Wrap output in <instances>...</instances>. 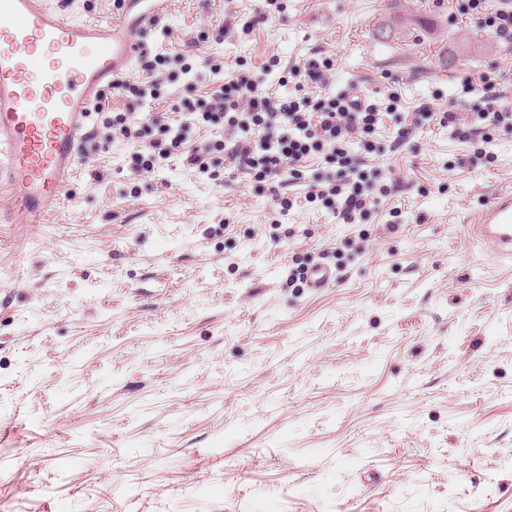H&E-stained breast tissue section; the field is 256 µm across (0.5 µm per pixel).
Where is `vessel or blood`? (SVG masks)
Listing matches in <instances>:
<instances>
[{
  "instance_id": "vessel-or-blood-1",
  "label": "vessel or blood",
  "mask_w": 512,
  "mask_h": 512,
  "mask_svg": "<svg viewBox=\"0 0 512 512\" xmlns=\"http://www.w3.org/2000/svg\"><path fill=\"white\" fill-rule=\"evenodd\" d=\"M111 20L75 21L50 0H0V209L42 224L78 171L86 121L134 66L170 0H120ZM472 236L512 253V189L498 191Z\"/></svg>"
}]
</instances>
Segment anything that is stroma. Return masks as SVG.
<instances>
[{"label":"stroma","instance_id":"obj_1","mask_svg":"<svg viewBox=\"0 0 512 512\" xmlns=\"http://www.w3.org/2000/svg\"><path fill=\"white\" fill-rule=\"evenodd\" d=\"M281 2L248 31L259 0H172L140 114L273 57L402 112L470 111L490 72L512 103V47L454 0ZM87 131L45 223L0 216V512H512V254L468 232L512 187V132L473 170L447 129L397 146L385 121L398 190L347 224L305 199L319 159L271 190L228 159L141 173ZM323 253L335 286L294 287Z\"/></svg>","mask_w":512,"mask_h":512}]
</instances>
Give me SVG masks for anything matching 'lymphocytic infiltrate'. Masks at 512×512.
Instances as JSON below:
<instances>
[{"mask_svg": "<svg viewBox=\"0 0 512 512\" xmlns=\"http://www.w3.org/2000/svg\"><path fill=\"white\" fill-rule=\"evenodd\" d=\"M457 11L512 46V0H457ZM165 62L162 55L146 59L141 79L117 81L116 88L130 108L159 98L157 74ZM332 66L327 58L310 60L303 70L279 77V88L274 91L268 85L272 68L267 65L254 73L228 76L211 98L183 97L174 105L173 115L137 124L126 113L108 112L103 122L113 135L143 140V148L134 156L139 171L154 170L177 155L187 169L207 175L216 155L224 153L235 169L255 181L271 183L285 172L302 178L307 162L321 159L323 172L307 199L350 224L364 221L381 199L392 193L379 171L366 163L367 158L385 150L377 138L385 119L393 120L400 143L426 121L447 128L455 139L473 144L467 159L472 167L491 162L485 145L492 132L512 131V109L498 105L492 77H484L483 94L472 117H464L452 107L443 112L408 114L398 111L394 94L378 105L350 91L326 93ZM197 128L227 130L232 139L186 149L189 134Z\"/></svg>", "mask_w": 512, "mask_h": 512, "instance_id": "obj_1", "label": "lymphocytic infiltrate"}]
</instances>
